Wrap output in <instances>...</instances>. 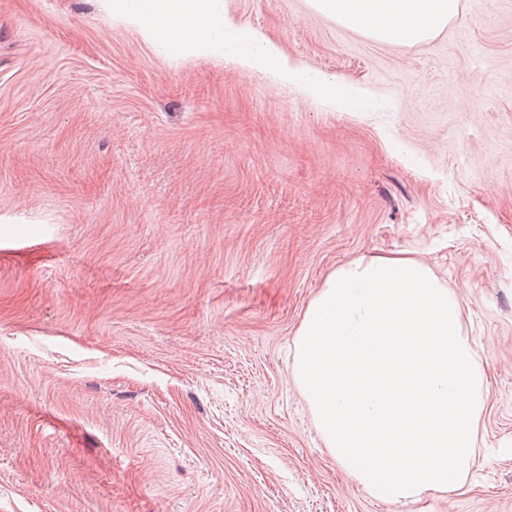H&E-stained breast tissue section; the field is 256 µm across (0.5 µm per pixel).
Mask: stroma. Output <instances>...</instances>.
Instances as JSON below:
<instances>
[{"label":"stroma","mask_w":512,"mask_h":512,"mask_svg":"<svg viewBox=\"0 0 512 512\" xmlns=\"http://www.w3.org/2000/svg\"><path fill=\"white\" fill-rule=\"evenodd\" d=\"M343 112L97 0H0V512H512V0L394 45L217 0ZM403 253L487 378L472 471L381 502L291 377L336 269ZM305 90L314 99L336 104L347 112L361 111L366 101L359 89L334 79L322 78L308 83Z\"/></svg>","instance_id":"obj_1"}]
</instances>
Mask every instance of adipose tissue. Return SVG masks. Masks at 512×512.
I'll list each match as a JSON object with an SVG mask.
<instances>
[{
	"label": "adipose tissue",
	"mask_w": 512,
	"mask_h": 512,
	"mask_svg": "<svg viewBox=\"0 0 512 512\" xmlns=\"http://www.w3.org/2000/svg\"><path fill=\"white\" fill-rule=\"evenodd\" d=\"M317 12L376 40L405 45L430 38L459 10V0H312ZM113 17L139 25L149 41L182 52L216 50L223 43L240 49L237 62L245 68L273 72L288 86L300 79L298 68L253 31L218 14L214 0H101ZM316 100L348 112L361 111L366 98L357 88L328 78L305 87Z\"/></svg>",
	"instance_id": "1"
}]
</instances>
